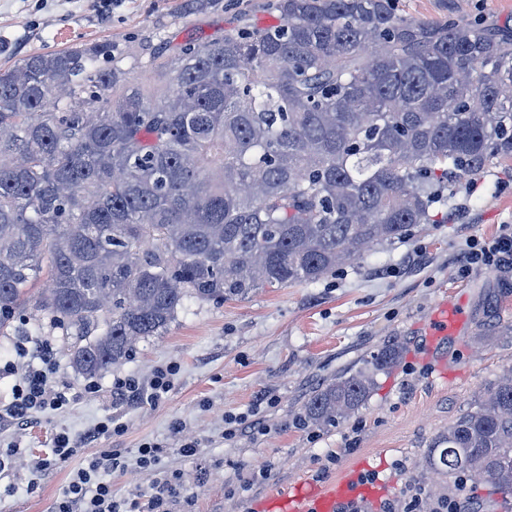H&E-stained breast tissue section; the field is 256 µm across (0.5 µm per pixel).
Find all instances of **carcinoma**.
<instances>
[{
	"instance_id": "cac0c4a2",
	"label": "carcinoma",
	"mask_w": 512,
	"mask_h": 512,
	"mask_svg": "<svg viewBox=\"0 0 512 512\" xmlns=\"http://www.w3.org/2000/svg\"><path fill=\"white\" fill-rule=\"evenodd\" d=\"M395 0H269L280 23L142 56L143 96L104 39L0 70V331L32 310L74 331L72 368L121 364L186 297L315 282L437 221L451 183L512 159V31L407 18ZM49 288L33 287L41 276ZM339 371L302 408L369 396ZM441 495L512 509V372L429 445ZM127 78L134 82L148 98H156L166 90L164 75L153 67L132 69Z\"/></svg>"
}]
</instances>
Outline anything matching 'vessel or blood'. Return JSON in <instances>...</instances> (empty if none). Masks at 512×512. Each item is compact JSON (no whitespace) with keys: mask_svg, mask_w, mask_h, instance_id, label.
Wrapping results in <instances>:
<instances>
[{"mask_svg":"<svg viewBox=\"0 0 512 512\" xmlns=\"http://www.w3.org/2000/svg\"><path fill=\"white\" fill-rule=\"evenodd\" d=\"M460 322L442 305L436 308L428 321L427 334L433 344H441L445 340L458 336ZM387 485L381 482L368 483L362 481L359 471L344 474L335 481L324 486H313L301 483L291 488L287 495L273 499L267 506L268 512H336L344 500L362 497L374 499L385 495Z\"/></svg>","mask_w":512,"mask_h":512,"instance_id":"vessel-or-blood-1","label":"vessel or blood"}]
</instances>
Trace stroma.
I'll return each instance as SVG.
<instances>
[{
    "label": "stroma",
    "mask_w": 512,
    "mask_h": 512,
    "mask_svg": "<svg viewBox=\"0 0 512 512\" xmlns=\"http://www.w3.org/2000/svg\"><path fill=\"white\" fill-rule=\"evenodd\" d=\"M240 2L238 10L209 4L189 11L185 0H114L103 14L97 0H0V68L78 41L112 40L134 60L147 38L168 48L235 26L279 23L261 0ZM399 12L512 29V0H399ZM443 212V223L411 227L316 282L224 302L186 298L163 334L138 339L124 363L91 380L69 364L66 328L44 313L14 321L0 333V409L17 381L3 368L31 365L19 351L28 340L53 348L56 383L71 402L22 427L0 424V448L17 451L14 470L0 474V512H55L83 456L104 448L119 450L127 464L106 474L113 491L150 512L151 476L135 469L146 442L159 444L163 465L179 475L185 512H261L276 492L301 482L323 486L358 466L369 479L392 485L385 498L360 501L361 512H381L387 503L402 512L408 484L430 492L439 481L425 469L430 441L512 370V270L457 274L471 240L493 239L501 225H512V160L493 159L474 178L457 180ZM441 302L462 313L465 324L439 365L428 357L424 328ZM387 347L396 350V361L375 374L363 405L328 425L300 421L312 387L337 371L361 368ZM170 364L178 371L160 403L116 394V380L132 376L146 384ZM90 381L97 392H85ZM266 395L273 404L263 403ZM228 415L255 417L259 427L225 439ZM110 416L125 424L123 434L100 439L50 471L37 470L58 434L80 438ZM188 440L197 445L191 457L179 452ZM262 466L266 477L239 491Z\"/></svg>",
    "instance_id": "obj_1"
}]
</instances>
